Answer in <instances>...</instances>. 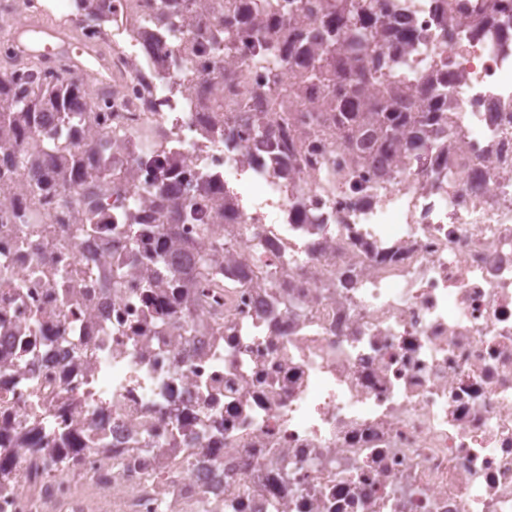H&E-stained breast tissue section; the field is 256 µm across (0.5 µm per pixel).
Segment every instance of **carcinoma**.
<instances>
[{"label": "carcinoma", "instance_id": "obj_1", "mask_svg": "<svg viewBox=\"0 0 512 512\" xmlns=\"http://www.w3.org/2000/svg\"><path fill=\"white\" fill-rule=\"evenodd\" d=\"M171 2L156 0L147 24L191 30L197 0H183L179 12L173 11ZM267 2L259 0L252 21L261 47L259 59L294 70L295 81L288 98H278L273 87L263 91V98L270 99L272 111L288 113L289 123L299 134L336 133L356 166L370 155L382 156L378 177L383 182L404 173L401 164L420 150L456 146L447 116L420 110L417 94L397 79L394 60L387 59L391 50L418 39L412 30L391 21L389 0H320L313 9L301 3L273 18L265 12ZM75 5L76 12L59 26L86 32L106 25V0H75ZM215 31L209 52L227 58L238 41L231 15L216 18ZM178 51L184 70L197 71L198 45L189 39ZM313 88L320 94L312 111L298 113L288 107V99L302 100ZM201 93L212 111H224L223 66L216 65L205 75ZM91 102L84 82L69 68L49 82L30 75L0 79V145L23 143L15 165L32 192L95 186L112 196L115 183L108 145L88 140L81 155L70 149L71 134L91 122ZM251 130L257 141L270 138L271 119L265 111L253 112ZM154 164V182L137 186V192L167 193L173 212L184 223H192L194 212L175 186L176 166L169 159H156Z\"/></svg>", "mask_w": 512, "mask_h": 512}]
</instances>
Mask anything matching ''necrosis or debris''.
I'll list each match as a JSON object with an SVG mask.
<instances>
[{"label":"necrosis or debris","mask_w":512,"mask_h":512,"mask_svg":"<svg viewBox=\"0 0 512 512\" xmlns=\"http://www.w3.org/2000/svg\"><path fill=\"white\" fill-rule=\"evenodd\" d=\"M483 2L391 0L419 36L408 77L448 83L420 107L455 119L461 151L380 189L365 164L327 193L323 160L347 170L335 137L301 145L280 119L273 146L250 136L242 100L294 73L259 63L249 27L223 123L177 81L179 55L140 57L143 36L182 41L137 24L152 0H114L105 36L80 39L111 40L113 77L80 138L121 128L112 165L141 185L155 129L212 236L129 188L75 236L77 196L16 181L0 203V512H91L81 486L123 512H512V8L483 22ZM248 172L266 203L216 211Z\"/></svg>","instance_id":"4bbe7bcc"}]
</instances>
